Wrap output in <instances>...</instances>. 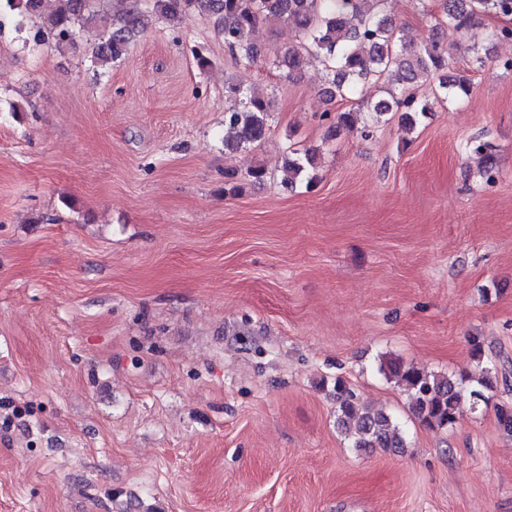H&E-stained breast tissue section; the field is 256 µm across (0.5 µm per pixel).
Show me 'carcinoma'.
Masks as SVG:
<instances>
[{"instance_id": "cac0c4a2", "label": "carcinoma", "mask_w": 512, "mask_h": 512, "mask_svg": "<svg viewBox=\"0 0 512 512\" xmlns=\"http://www.w3.org/2000/svg\"><path fill=\"white\" fill-rule=\"evenodd\" d=\"M381 0H153L152 10L131 6L122 13L105 16L92 10L94 0H59L56 9L45 11V0H0V21L24 28V20L42 19L32 34L36 44L52 38L59 47L72 42L77 27L99 26L102 34L94 51L101 64H114L128 54L137 36L150 24L151 16L160 15L171 23L180 22L190 13L216 18L225 46L242 59L252 61L261 51L252 41L258 25L279 19L300 34V49L285 52L280 65L293 75L305 61L304 54L316 57L326 71V96L345 99L371 81L389 79L385 96L366 103L367 117L360 133L367 137L371 128L385 116L400 114V124L412 130L419 117L432 109V102H451L470 94L469 79L462 74H448V48L445 30L437 28L432 37L414 49L403 30L379 9ZM446 26L457 33L480 16L512 17V0H437ZM420 81H434L433 100L418 99L410 89ZM224 111V148L245 153L264 141L269 134L270 102L261 93L245 91L227 82ZM314 157L292 149L281 182L293 188L311 185ZM381 370L409 397L413 415L432 430H446L456 423L457 410L464 393L472 404L488 402L484 394L493 390L497 377L488 366H478L475 374L456 377L420 370L390 360ZM336 395V419L340 432L354 448H403L404 436L393 418L357 401L353 390L341 379L333 385ZM499 427L512 434V403L496 406Z\"/></svg>"}]
</instances>
